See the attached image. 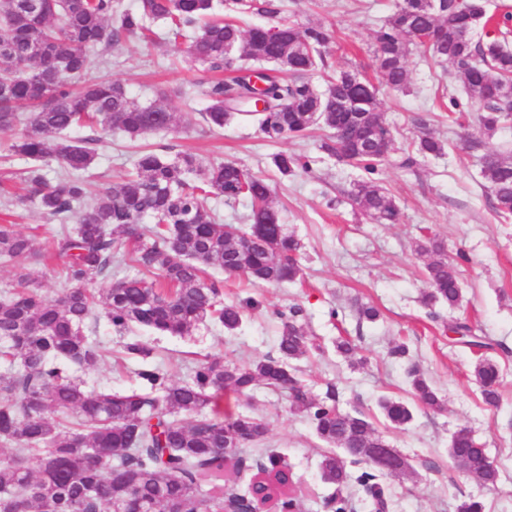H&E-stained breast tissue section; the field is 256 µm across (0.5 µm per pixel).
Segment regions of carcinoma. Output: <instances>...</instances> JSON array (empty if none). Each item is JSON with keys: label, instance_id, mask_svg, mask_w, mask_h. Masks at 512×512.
Returning <instances> with one entry per match:
<instances>
[{"label": "carcinoma", "instance_id": "cac0c4a2", "mask_svg": "<svg viewBox=\"0 0 512 512\" xmlns=\"http://www.w3.org/2000/svg\"><path fill=\"white\" fill-rule=\"evenodd\" d=\"M33 0H0V131H16L11 151L32 164L21 176L23 194L0 180L5 199H17L57 222L56 233L40 241L0 224V260L15 269L13 291L0 297V446L14 453L0 457V512H224V444L237 440L255 446L267 435L263 419L239 413L223 419L206 413L225 389L248 394L261 382L288 389L291 407L307 411L317 436L342 449L320 461L322 476L335 487V512H345L344 489L350 481L364 488L375 507H388L387 475L371 468L352 476L350 465L365 462L364 449L379 448L383 438L366 418L339 408L336 387L314 398L296 377L291 361L309 352L297 324L299 310H289L278 341L279 356L249 365L207 356L190 380L170 383L155 367L138 372L148 390L105 392L88 389L68 374L69 365L95 364L100 346L85 335L86 322L102 310L120 333L134 328L163 336H186L210 320L228 331L238 329L247 310L258 301L224 302L220 281L207 269H222L254 285L276 286L304 278L299 261L301 241L289 233L281 212L272 205L271 187L234 162L205 164L188 152L170 158L152 150L138 154L135 172L112 183L102 196H87L83 173L95 162L102 134L117 130L134 139L177 128L176 113L163 101L141 104L125 86L87 77L90 53H104L121 40L147 37L149 22H166L177 36L196 34L191 55L211 72L232 67L224 48H237L236 75L217 79L206 91L202 118L213 128L233 120L255 124L269 139L304 138L316 126L329 130L320 150L329 157L377 171L390 151L392 134L378 109L379 87L351 70L328 76L321 86L306 76L326 67L323 49L327 28L299 29L281 17L283 0L232 3L230 12L269 19L245 31L218 9V0H139L128 9L122 0H46L38 26H32ZM415 28H435L436 40L418 42ZM485 17L472 0H446L431 10L425 0H402L375 31L374 57L383 84L400 91L407 85L408 58L414 48L430 50L454 68L461 92L479 105L478 121L487 133L512 116V50L507 29L495 28L476 41L473 32ZM280 29L267 38L268 28ZM286 64L264 72L267 107H252L255 65ZM73 128L89 134L71 140ZM444 144L422 132L416 151L438 155ZM59 167L47 179L42 162ZM273 165L283 176L307 171L310 160L278 153ZM481 173L489 184L494 208L512 219V157L488 154ZM250 202L246 245L231 224L219 222L211 194ZM353 200L378 224H397L400 211L388 191L360 180ZM150 216L155 227L144 232L140 220ZM417 254L432 253L427 263L429 291L424 302L459 304L461 288L455 267L443 257L440 242L417 245ZM137 269L115 284L93 289L96 278H112L117 255ZM57 262L67 287L46 296L25 273L34 259ZM458 342L491 349L465 322L448 325ZM483 401L500 400L497 364L480 357L474 369ZM422 403L442 409L436 392L416 368L408 371ZM379 406L395 426L412 419L408 405L384 399ZM187 415L190 421L178 419ZM453 452L469 461L472 476L489 489L499 481L498 466L471 430L460 428ZM211 488L204 489V484ZM288 464L270 456L260 484L277 500L280 512H297L285 493Z\"/></svg>", "mask_w": 512, "mask_h": 512}]
</instances>
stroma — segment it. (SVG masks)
<instances>
[{"label":"stroma","instance_id":"obj_1","mask_svg":"<svg viewBox=\"0 0 512 512\" xmlns=\"http://www.w3.org/2000/svg\"><path fill=\"white\" fill-rule=\"evenodd\" d=\"M397 2L288 0L286 18L301 27L324 25L332 34L325 49L328 67L354 69L375 82L373 33ZM153 28L158 42L122 40L106 58H92L89 73L120 81L140 103L165 99L178 127L136 142L120 134L106 136L87 180L88 195L99 197L116 174L132 170L140 145L170 157L189 151L206 162H235L270 184L274 206L288 231L303 243L304 278L270 287L224 276L225 300L252 296L259 302L232 333L206 322L183 338L145 330L122 334L97 318L88 322L85 333L106 354L95 366L76 370V377L90 389L125 392L139 387L138 372L148 366L180 383L193 376L207 355L249 364L276 354L279 316L296 307L311 350L295 366L311 395L323 396L327 385H334L340 408L372 422L408 460L405 474L386 482L389 512H459L471 498L483 502L484 512H512V221L496 216L480 164L484 155L512 153V120L485 133L477 105L468 101L462 106L463 119L454 120L449 99L459 87L451 65L412 51L406 89L384 88L378 95L394 140L374 179L395 198L402 218L397 224H376L347 196L354 182L364 179V171L322 157L323 128L302 139L271 140L242 122L220 130L206 126L201 114L207 106L208 73L190 63L189 41L174 38L163 23ZM425 114L432 117V133L445 144L444 155L415 154L416 120ZM280 152L313 157L311 170L281 176L272 163L273 154ZM428 238L443 244L446 258L457 268L462 298L456 308L428 307L422 301L429 289L427 259L415 248ZM362 305L378 310L376 322L359 319ZM457 320L494 344L488 355L500 368L498 406L481 398L474 376L478 351L455 343L448 331ZM342 337L356 346L351 357L336 351ZM134 339L147 343L151 358L124 355V344ZM397 343L407 345V357H389ZM412 367L435 390L442 410L427 408L416 397L407 377ZM383 399L407 403L412 421L401 427L388 422L379 408ZM218 411L226 417L249 413L268 425L261 447L240 450L244 468H225V490L245 487L251 467L274 454L293 472L301 512H331L327 501L332 488L320 471L321 457L331 446L317 436L306 413L291 408L286 392L264 385L245 396L226 390ZM463 427L485 444L498 465L496 489L452 467L450 438Z\"/></svg>","mask_w":512,"mask_h":512}]
</instances>
